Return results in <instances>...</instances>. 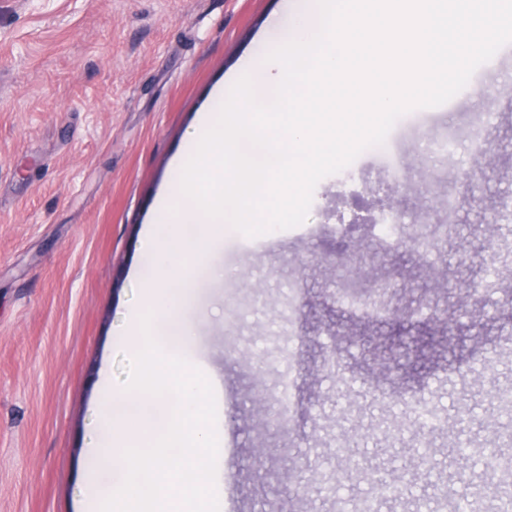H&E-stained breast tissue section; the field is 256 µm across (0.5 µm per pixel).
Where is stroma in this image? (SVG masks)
Returning <instances> with one entry per match:
<instances>
[{
	"label": "stroma",
	"mask_w": 512,
	"mask_h": 512,
	"mask_svg": "<svg viewBox=\"0 0 512 512\" xmlns=\"http://www.w3.org/2000/svg\"><path fill=\"white\" fill-rule=\"evenodd\" d=\"M294 3L0 0V512H83L98 380L125 385L131 358L116 339L144 302L155 202L213 92ZM478 124L498 165L458 208L453 237L426 239L459 171L481 163ZM448 140L454 155L430 154ZM352 168L368 185L325 177L304 223L226 235L212 276L195 281L185 356L220 392L223 512H333L318 470L344 473L352 503L396 482L399 499L379 512H439L440 495L452 512L477 484L480 512H499L498 482L452 446L512 433V413L494 404L512 387V220L488 223L495 200L512 198V43L451 104L404 115L387 150ZM396 170L404 228L386 245L351 217L378 207ZM430 263L446 287L424 286ZM473 292L480 305L466 303ZM420 307L449 310L453 335L409 326Z\"/></svg>",
	"instance_id": "1"
}]
</instances>
